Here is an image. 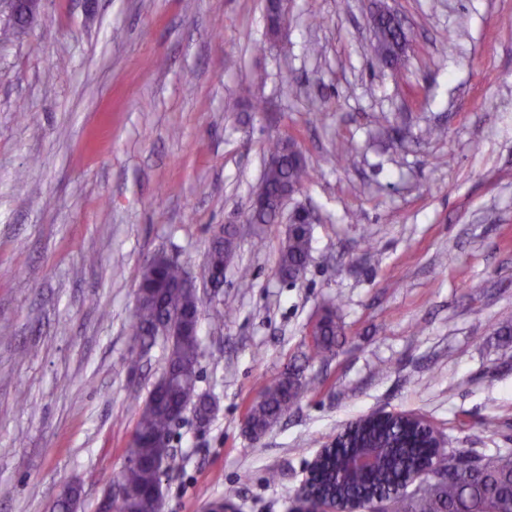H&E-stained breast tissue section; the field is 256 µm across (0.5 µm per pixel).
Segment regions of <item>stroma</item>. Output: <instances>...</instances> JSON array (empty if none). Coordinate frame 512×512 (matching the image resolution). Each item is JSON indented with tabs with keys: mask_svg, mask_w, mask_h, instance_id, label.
I'll return each instance as SVG.
<instances>
[{
	"mask_svg": "<svg viewBox=\"0 0 512 512\" xmlns=\"http://www.w3.org/2000/svg\"><path fill=\"white\" fill-rule=\"evenodd\" d=\"M381 11L409 36L391 67L371 53ZM504 17L512 0H289L271 40L265 0H41L0 42V512H54L66 484L99 512L165 360L157 345L129 368L141 266L163 252L201 272L224 224L240 227L214 295L230 317L199 323L215 411L174 426L162 512H289L318 449L376 411L427 419L449 448H512ZM285 135L314 172L286 204L312 215L294 281L277 272L287 224L243 221ZM331 305L345 334L308 361ZM295 366L307 391L253 441L248 406Z\"/></svg>",
	"mask_w": 512,
	"mask_h": 512,
	"instance_id": "1",
	"label": "stroma"
}]
</instances>
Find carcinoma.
<instances>
[{"label":"carcinoma","mask_w":512,"mask_h":512,"mask_svg":"<svg viewBox=\"0 0 512 512\" xmlns=\"http://www.w3.org/2000/svg\"><path fill=\"white\" fill-rule=\"evenodd\" d=\"M407 42L405 29L394 24L392 18L380 13L374 18L373 53L386 65L396 60ZM298 146L291 136L280 137L269 143L267 157L275 165L264 168L254 194L264 198L265 208L252 212V223L273 224L280 211L281 191L289 186L300 187L311 178L305 160L289 154L290 147ZM312 228H303L288 235L279 251V273L291 279L308 262ZM236 232L222 229L209 240L218 258L216 277H224V259L233 257L236 250ZM186 266L174 258L153 257L141 267L138 286L146 287L163 281L167 287L136 308L131 325L135 349L162 343L165 364L178 369V374L167 382H156L148 396L135 402L136 423L132 442L137 461L123 470L120 482L132 496L117 502L114 512H160V503L149 494L159 480L154 462L164 463L166 469L181 466L180 458L172 451L157 447L156 441L171 440L173 420L169 404L189 400L197 419L204 423L213 412V402L198 393L199 361L202 347L197 336H168L163 328L184 321L186 312L203 306L204 298L182 286ZM344 335V325L336 309L327 307L319 320L308 359L326 361L334 353L338 337ZM305 384L298 375L267 386L259 399L249 408L245 424L256 440L276 425L298 402ZM364 441L379 444L395 442L377 462L371 477L347 475L338 460L352 452L350 448L336 449L335 459L327 460L316 478L315 488L334 492L344 501L352 495L376 494L381 499L382 512H512V451L494 452L451 449L447 454L448 478L430 476L407 494L406 477L420 470L427 461V449L419 447L417 431L408 423L393 421L384 425L370 424L350 440L356 445Z\"/></svg>","instance_id":"obj_1"}]
</instances>
